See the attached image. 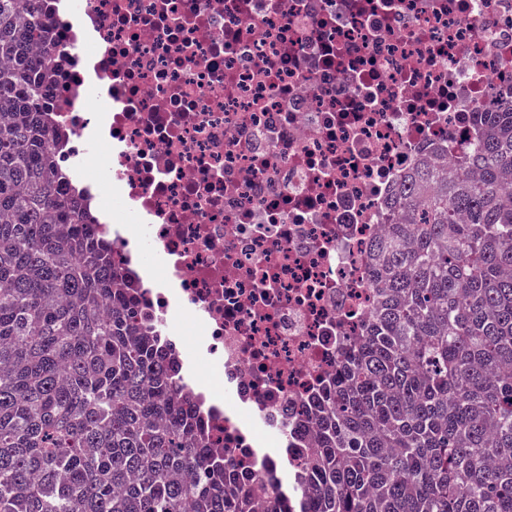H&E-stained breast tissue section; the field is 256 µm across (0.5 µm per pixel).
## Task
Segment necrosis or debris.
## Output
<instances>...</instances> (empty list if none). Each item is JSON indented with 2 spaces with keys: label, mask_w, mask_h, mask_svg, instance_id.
I'll return each instance as SVG.
<instances>
[{
  "label": "necrosis or debris",
  "mask_w": 512,
  "mask_h": 512,
  "mask_svg": "<svg viewBox=\"0 0 512 512\" xmlns=\"http://www.w3.org/2000/svg\"><path fill=\"white\" fill-rule=\"evenodd\" d=\"M47 97L91 201L207 406L236 487L278 478L259 428L302 412L376 304L371 247L420 158L457 156L512 86V0H63ZM151 240L160 269L138 250Z\"/></svg>",
  "instance_id": "4bbe7bcc"
}]
</instances>
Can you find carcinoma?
I'll use <instances>...</instances> for the list:
<instances>
[{
  "label": "carcinoma",
  "mask_w": 512,
  "mask_h": 512,
  "mask_svg": "<svg viewBox=\"0 0 512 512\" xmlns=\"http://www.w3.org/2000/svg\"><path fill=\"white\" fill-rule=\"evenodd\" d=\"M0 0V512H256L224 492L171 347L58 166L51 0ZM512 103L423 162L373 245L377 307L309 410L300 512H512Z\"/></svg>",
  "instance_id": "1"
}]
</instances>
